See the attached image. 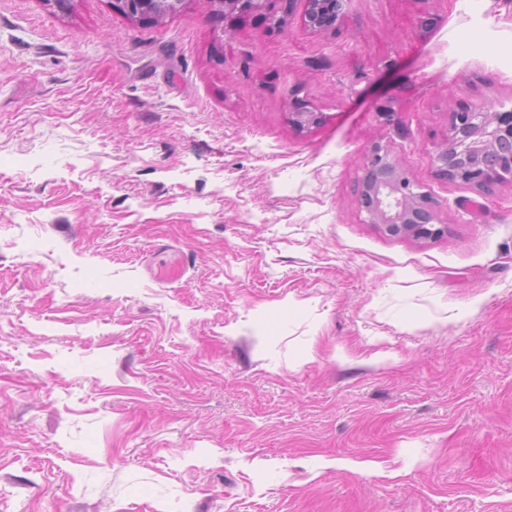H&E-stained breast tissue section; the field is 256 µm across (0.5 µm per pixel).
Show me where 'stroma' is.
Here are the masks:
<instances>
[{
    "mask_svg": "<svg viewBox=\"0 0 512 512\" xmlns=\"http://www.w3.org/2000/svg\"><path fill=\"white\" fill-rule=\"evenodd\" d=\"M113 3L0 0V512H512V179L432 166L512 0ZM376 143L447 234L367 222ZM257 1H261V4H264L263 7H250V3H257ZM224 7L227 13H235V12H248V11H257L264 13L268 16L270 24L269 26L272 28H282L283 16L282 14L287 10V0H225ZM285 2V5H283ZM237 6V7H236ZM244 8V10H243Z\"/></svg>",
    "mask_w": 512,
    "mask_h": 512,
    "instance_id": "stroma-1",
    "label": "stroma"
}]
</instances>
